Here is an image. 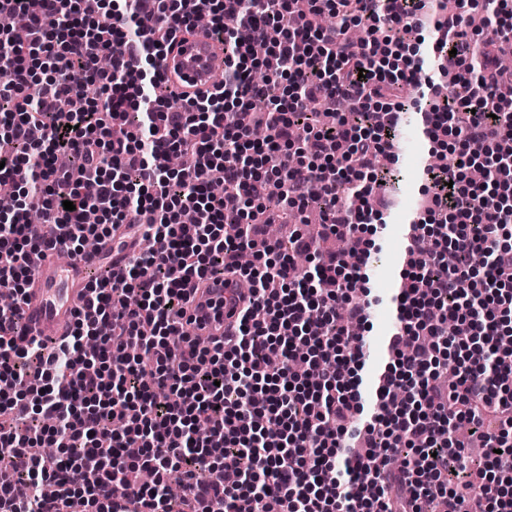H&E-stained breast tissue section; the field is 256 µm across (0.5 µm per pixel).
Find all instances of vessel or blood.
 I'll use <instances>...</instances> for the list:
<instances>
[{
    "instance_id": "obj_1",
    "label": "vessel or blood",
    "mask_w": 512,
    "mask_h": 512,
    "mask_svg": "<svg viewBox=\"0 0 512 512\" xmlns=\"http://www.w3.org/2000/svg\"><path fill=\"white\" fill-rule=\"evenodd\" d=\"M225 69L222 41L205 29L196 27L180 32L165 52V82L176 96L195 101L209 96L214 90L215 76ZM111 252L110 270L126 267L129 251H114L111 239L100 243L99 251L63 265L56 257L37 253L30 265L31 282L23 306L24 321L31 336L55 340L69 334L82 297L92 282L100 252ZM237 280H225L223 287L202 297L206 317L193 323L195 333L223 338L227 329L236 327L243 303Z\"/></svg>"
}]
</instances>
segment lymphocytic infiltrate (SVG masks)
<instances>
[{
	"label": "lymphocytic infiltrate",
	"mask_w": 512,
	"mask_h": 512,
	"mask_svg": "<svg viewBox=\"0 0 512 512\" xmlns=\"http://www.w3.org/2000/svg\"><path fill=\"white\" fill-rule=\"evenodd\" d=\"M457 4L436 17L425 0H0V17L26 18L30 32L21 46L0 30L12 74L0 85V290L26 300L29 256L44 245L27 224L35 208L75 257L90 236L149 243L124 278L87 288L56 356L0 311L11 416L0 512H109L127 489L145 512H512V389L499 382L512 375L501 344L512 337V162L499 153L512 138V72L467 37L471 0ZM325 11L337 19L329 30L316 22ZM202 14L230 56L223 85L184 104L163 95L161 61ZM351 23L368 37L344 40ZM423 44L458 63L453 87L428 77L423 120L432 142L451 135L461 148L427 174L431 230L408 245L385 382L368 409L358 228L383 217L372 161L424 68ZM257 67L272 81L252 84ZM75 71L100 95L84 99ZM256 100L267 109L251 111ZM315 102L335 124L309 129ZM299 128L307 165L290 155ZM165 151L185 166L159 167ZM258 181L280 183L289 206L317 203L321 235L345 236L349 254L322 253L299 230L285 250L258 238L270 221ZM217 182L247 202L234 239ZM226 274L253 283L237 333L198 347L180 320L194 291ZM454 322L465 336L449 334ZM487 413L500 429L481 436L486 462L473 470L455 425ZM45 440L57 456L31 457ZM74 468L84 482L68 481ZM143 468L153 484L139 481ZM174 471L176 500L165 493Z\"/></svg>",
	"instance_id": "obj_1"
}]
</instances>
